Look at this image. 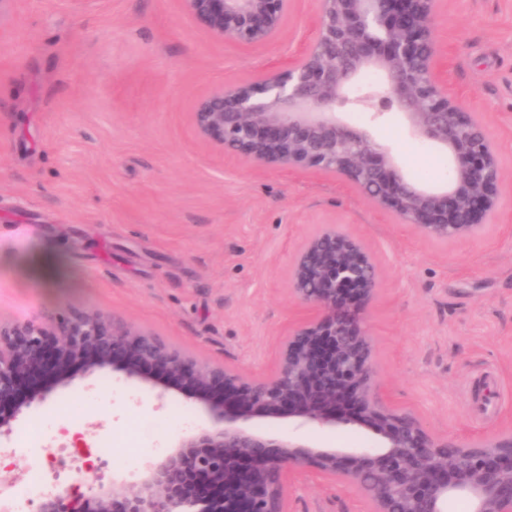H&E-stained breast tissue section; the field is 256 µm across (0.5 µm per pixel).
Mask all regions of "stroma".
Instances as JSON below:
<instances>
[{"instance_id":"stroma-1","label":"stroma","mask_w":512,"mask_h":512,"mask_svg":"<svg viewBox=\"0 0 512 512\" xmlns=\"http://www.w3.org/2000/svg\"><path fill=\"white\" fill-rule=\"evenodd\" d=\"M316 0H292L275 40L241 48L189 18L182 0H7L0 6V322L99 310L216 365L261 377L301 317L288 266L336 223L382 275L366 313L380 390L433 435L512 427V0H442L448 96L497 148L501 206L482 233L448 244L376 210L338 176L251 167L205 143L189 114L216 87L259 78L317 35ZM390 144L408 173L448 179V157L411 138L399 113H347ZM41 255L68 281L46 288ZM80 406L60 408L74 397ZM192 423L183 426L181 411ZM187 395L155 409L108 369L76 377L14 426L0 460L16 484L82 436L109 442L104 476L135 481L186 428ZM288 512H369L366 497L307 473Z\"/></svg>"}]
</instances>
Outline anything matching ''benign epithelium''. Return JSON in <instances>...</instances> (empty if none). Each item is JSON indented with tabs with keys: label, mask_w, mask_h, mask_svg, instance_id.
<instances>
[{
	"label": "benign epithelium",
	"mask_w": 512,
	"mask_h": 512,
	"mask_svg": "<svg viewBox=\"0 0 512 512\" xmlns=\"http://www.w3.org/2000/svg\"><path fill=\"white\" fill-rule=\"evenodd\" d=\"M215 37L248 48L281 31L290 0H183ZM317 36L283 68L226 83L189 113L196 135L243 161L316 169L357 189L377 210L423 236L451 242L478 234L502 198L494 142L473 112L448 99L439 76V0H318ZM379 70L380 85L357 86ZM396 110L409 133L448 154L441 187L407 178L392 149L349 125L346 107ZM381 286L364 243L323 224L300 244L288 293L308 315L281 342L274 372L255 378L201 361L134 324L100 311L62 319L0 323V438L23 411L110 368L147 385L158 403L187 394L209 416L178 436L124 490L98 482L92 496L49 494L37 512H288V481L314 471L369 497L371 512H447L465 497L472 512H512V429L461 443L428 432L410 412L384 403L365 310ZM276 415L294 422L280 435L249 426ZM366 428L373 447L319 448L297 433Z\"/></svg>",
	"instance_id": "1"
}]
</instances>
